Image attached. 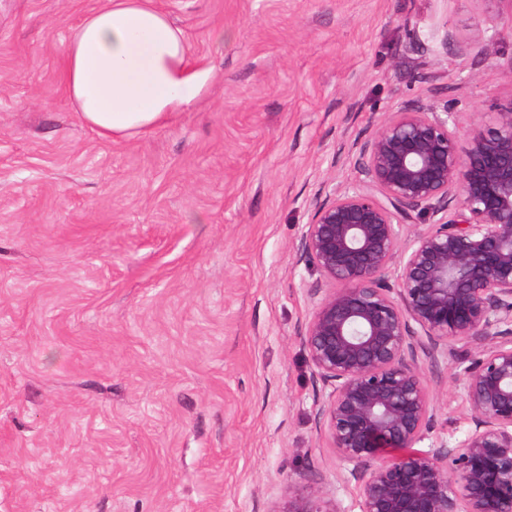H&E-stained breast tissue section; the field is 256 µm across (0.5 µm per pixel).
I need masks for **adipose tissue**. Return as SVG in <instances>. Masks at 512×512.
Wrapping results in <instances>:
<instances>
[{"label":"adipose tissue","instance_id":"obj_1","mask_svg":"<svg viewBox=\"0 0 512 512\" xmlns=\"http://www.w3.org/2000/svg\"><path fill=\"white\" fill-rule=\"evenodd\" d=\"M209 77L152 0H105L72 29L65 48L66 95L83 122L108 138L185 111Z\"/></svg>","mask_w":512,"mask_h":512}]
</instances>
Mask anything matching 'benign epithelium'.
I'll return each instance as SVG.
<instances>
[{
    "label": "benign epithelium",
    "mask_w": 512,
    "mask_h": 512,
    "mask_svg": "<svg viewBox=\"0 0 512 512\" xmlns=\"http://www.w3.org/2000/svg\"><path fill=\"white\" fill-rule=\"evenodd\" d=\"M349 152L356 180L315 207L299 250L328 285L302 342L359 512H512V104L488 127L473 113L463 139L448 101L411 102ZM421 358L464 366L470 420L427 449ZM272 512L342 510L291 485Z\"/></svg>",
    "instance_id": "obj_1"
}]
</instances>
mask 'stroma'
Returning a JSON list of instances; mask_svg holds the SVG:
<instances>
[{
  "label": "stroma",
  "instance_id": "obj_1",
  "mask_svg": "<svg viewBox=\"0 0 512 512\" xmlns=\"http://www.w3.org/2000/svg\"><path fill=\"white\" fill-rule=\"evenodd\" d=\"M153 2L211 78L107 139L62 86L101 0H0V512H271L292 484L359 512L300 239L387 113L448 99L463 135L512 104L486 76L512 69V0ZM458 373L424 371L429 441L468 428Z\"/></svg>",
  "mask_w": 512,
  "mask_h": 512
}]
</instances>
